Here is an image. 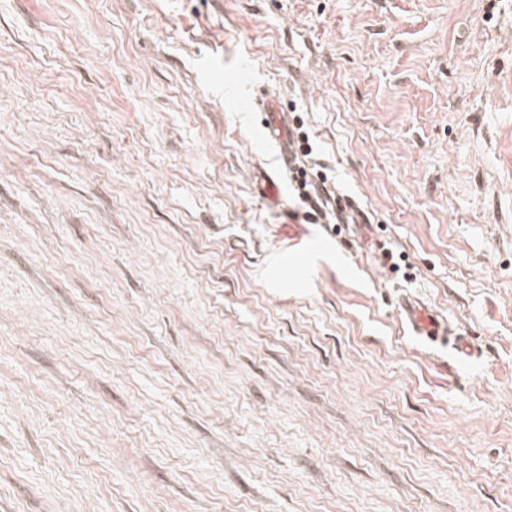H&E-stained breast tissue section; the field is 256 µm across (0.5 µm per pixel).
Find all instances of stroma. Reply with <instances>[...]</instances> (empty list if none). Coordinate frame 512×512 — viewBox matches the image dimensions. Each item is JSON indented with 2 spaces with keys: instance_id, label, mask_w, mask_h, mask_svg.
<instances>
[{
  "instance_id": "35a3bbf8",
  "label": "stroma",
  "mask_w": 512,
  "mask_h": 512,
  "mask_svg": "<svg viewBox=\"0 0 512 512\" xmlns=\"http://www.w3.org/2000/svg\"><path fill=\"white\" fill-rule=\"evenodd\" d=\"M0 512H512V0H0ZM294 126L288 134V148L294 150L296 161L291 177L298 187L299 199L307 209L306 216L313 221L311 224H318L319 218L336 224L334 226L349 224L348 217L345 222L343 220V208L336 206L340 200L335 192V184H330L328 176L321 171H316L314 176L313 168L309 167L308 159L313 155L314 147L308 132L303 129L304 121L297 118ZM400 318L404 325L414 333L430 341L451 343L460 357L474 356V345L469 336L455 330L448 319L431 310L419 299L406 298L401 303Z\"/></svg>"
}]
</instances>
